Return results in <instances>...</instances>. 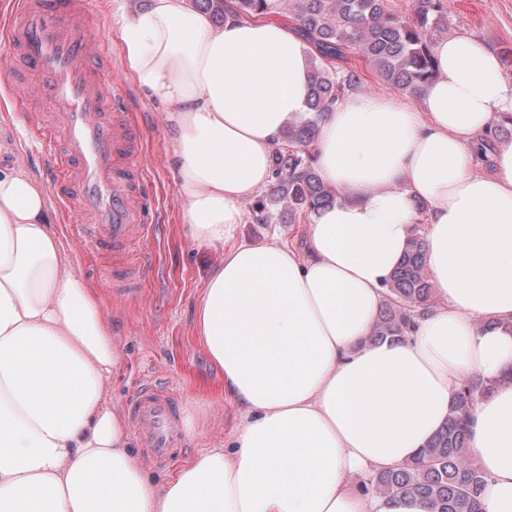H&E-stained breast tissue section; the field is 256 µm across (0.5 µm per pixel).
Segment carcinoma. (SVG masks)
<instances>
[{"label":"carcinoma","instance_id":"carcinoma-1","mask_svg":"<svg viewBox=\"0 0 512 512\" xmlns=\"http://www.w3.org/2000/svg\"><path fill=\"white\" fill-rule=\"evenodd\" d=\"M279 1L309 45V84L306 115L288 125L272 158L270 192L252 206L256 221L268 220L270 207L288 209V223L346 199L323 181L310 151L318 139L324 113L330 111L357 83L354 72L331 73L330 62L354 48L385 85L422 94L433 75L430 33L444 21L442 0H411L405 19L387 8L388 0H192L215 22L227 14L246 19L266 15ZM424 236L417 233L387 282L386 300L369 340L401 339L413 312L430 307ZM488 391L479 378L456 389L448 423L427 443L415 461L374 476L376 495L391 498L414 495L429 502L433 512H484L480 490L482 473L464 453L466 421L474 403Z\"/></svg>","mask_w":512,"mask_h":512}]
</instances>
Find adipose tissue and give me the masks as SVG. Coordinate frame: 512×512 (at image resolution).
<instances>
[{
    "label": "adipose tissue",
    "instance_id": "obj_1",
    "mask_svg": "<svg viewBox=\"0 0 512 512\" xmlns=\"http://www.w3.org/2000/svg\"><path fill=\"white\" fill-rule=\"evenodd\" d=\"M118 43L123 72L163 108L187 234L219 251L195 329L241 423L164 483L146 475L107 387L119 362L107 315L43 185L22 163L0 168V512H430L356 476L416 459L472 377L489 390L466 454L485 512H512V141L496 144L489 174L473 153L512 116L500 56L444 39L420 102L353 94L326 113L314 163L347 199L311 215L300 251L239 237L243 202L306 108L293 30L148 0ZM420 222L440 302L404 339L370 342Z\"/></svg>",
    "mask_w": 512,
    "mask_h": 512
}]
</instances>
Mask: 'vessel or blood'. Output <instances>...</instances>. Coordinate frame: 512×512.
I'll use <instances>...</instances> for the list:
<instances>
[{"label": "vessel or blood", "mask_w": 512, "mask_h": 512, "mask_svg": "<svg viewBox=\"0 0 512 512\" xmlns=\"http://www.w3.org/2000/svg\"><path fill=\"white\" fill-rule=\"evenodd\" d=\"M95 0H15L0 65H23L51 93L29 132L51 158L47 177L75 222L88 226L84 251L125 264L134 238L148 235L142 149L132 137L128 89L112 70ZM25 78L19 87H27ZM127 417L148 458L166 464L182 445L173 389L143 385Z\"/></svg>", "instance_id": "obj_1"}]
</instances>
